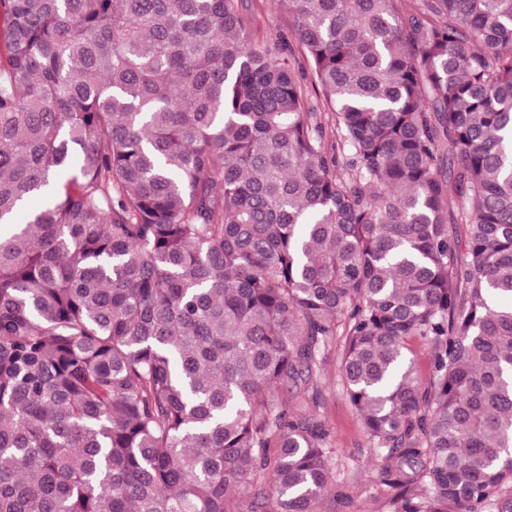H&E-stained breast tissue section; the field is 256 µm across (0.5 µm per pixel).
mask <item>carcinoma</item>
Listing matches in <instances>:
<instances>
[{
	"label": "carcinoma",
	"instance_id": "1",
	"mask_svg": "<svg viewBox=\"0 0 512 512\" xmlns=\"http://www.w3.org/2000/svg\"><path fill=\"white\" fill-rule=\"evenodd\" d=\"M269 3L0 0V512H317L341 323L393 512H512V0ZM261 1L252 0V3L259 9L262 31L268 35H275L279 32L286 33L288 31V16ZM409 357L413 360L416 374L426 379L430 370L431 353L429 347L419 338L409 341Z\"/></svg>",
	"mask_w": 512,
	"mask_h": 512
}]
</instances>
